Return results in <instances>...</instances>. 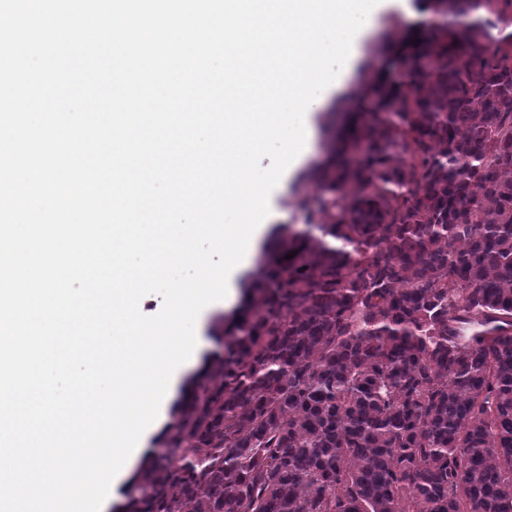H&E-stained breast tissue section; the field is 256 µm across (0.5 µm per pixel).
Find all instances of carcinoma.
Masks as SVG:
<instances>
[{
	"mask_svg": "<svg viewBox=\"0 0 512 512\" xmlns=\"http://www.w3.org/2000/svg\"><path fill=\"white\" fill-rule=\"evenodd\" d=\"M429 2L115 512H512V0Z\"/></svg>",
	"mask_w": 512,
	"mask_h": 512,
	"instance_id": "cac0c4a2",
	"label": "carcinoma"
}]
</instances>
